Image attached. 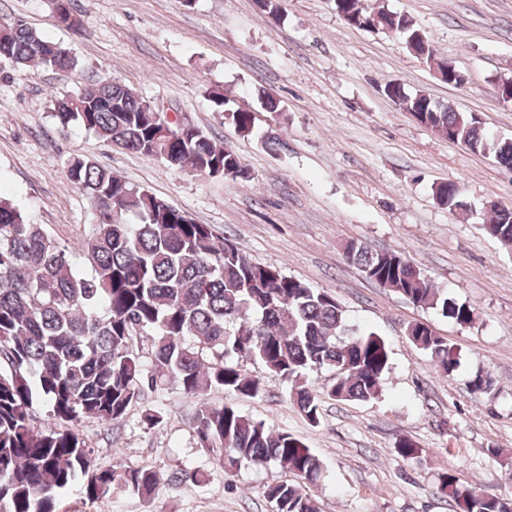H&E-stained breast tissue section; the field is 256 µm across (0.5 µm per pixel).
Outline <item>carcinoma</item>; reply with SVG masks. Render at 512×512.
Segmentation results:
<instances>
[{
	"instance_id": "carcinoma-1",
	"label": "carcinoma",
	"mask_w": 512,
	"mask_h": 512,
	"mask_svg": "<svg viewBox=\"0 0 512 512\" xmlns=\"http://www.w3.org/2000/svg\"><path fill=\"white\" fill-rule=\"evenodd\" d=\"M358 2L333 0L353 27H380L402 37L417 55L434 57L430 41L408 16ZM53 45L21 19L0 24L1 59L62 71L77 67L71 54L52 53ZM385 94L450 142L512 169V138L487 132L474 114L411 95L399 83L386 85ZM210 101L236 132L251 131L252 112L225 111L219 89L211 91ZM51 116L62 133L78 127L174 170L249 177L235 152L197 127L183 130L165 122L116 78L54 99ZM67 177L96 214L76 253L0 193V512H57L60 497L77 483L89 500L102 498L116 482L141 497L155 493L161 478L151 468L118 472L95 466L75 422L91 417L118 423L145 392L169 384L187 397L224 390L256 398L265 393L264 383L242 363L258 362L290 385V404L312 426L320 423L326 398L368 401L381 393L389 346L379 334L349 326L334 295L252 260L211 225L186 218L92 159H70ZM435 195L451 211L463 207L453 181L440 183ZM491 210L487 232L512 246V210L496 204ZM345 258L366 279L416 307L436 309L461 326L475 319L469 304L448 296L401 251L352 242ZM80 262L92 273H82ZM143 335L152 339L146 361L138 346ZM408 337L440 375L458 369L460 353L448 339L422 323L411 325ZM322 370L332 372V380L315 391L306 375ZM468 386L479 395L498 392L489 372L476 373ZM38 400L48 407L40 427L33 418ZM195 433L200 447L218 450L226 476L245 465L267 464L291 474V480L264 487L276 512H318L306 488L321 479L323 465L300 438L227 404L201 405ZM396 449L404 460L421 453L404 437ZM168 481L208 478L179 469ZM434 490L453 503L454 512H512V498L472 487L453 470L438 474Z\"/></svg>"
}]
</instances>
